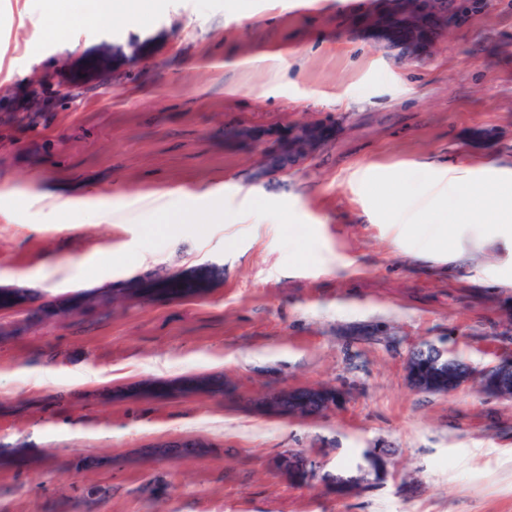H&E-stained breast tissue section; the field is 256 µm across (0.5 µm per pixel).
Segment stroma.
I'll return each instance as SVG.
<instances>
[{"label": "stroma", "instance_id": "stroma-1", "mask_svg": "<svg viewBox=\"0 0 512 512\" xmlns=\"http://www.w3.org/2000/svg\"><path fill=\"white\" fill-rule=\"evenodd\" d=\"M141 0L138 22L70 0L50 39L25 0H0V512H512V399L474 385L413 388L427 342L480 369L512 354V249L476 245L481 210L455 201L402 221L431 170L512 169V0H482L427 57L403 63L365 24L374 0ZM37 73L79 81L34 129L17 124ZM332 126L301 166L254 174L266 144L237 126ZM207 188L224 215L207 217ZM178 189L194 224L156 230L143 201ZM88 198L115 221L52 213ZM260 201L284 216L253 223ZM458 227L454 261L429 244ZM216 266L205 296L148 298L72 318L39 308L92 285L114 295ZM220 379L219 397L131 400L135 386ZM341 394L319 417L266 414L284 388ZM196 438L207 452L156 455ZM316 461L295 485L283 453ZM384 454L387 477L367 455ZM357 477L334 495L330 477ZM94 495H87V488ZM438 361L433 355L426 356L424 346L414 347L407 361V373L412 385L424 391L434 390L432 385L434 379L428 378L425 373Z\"/></svg>", "mask_w": 512, "mask_h": 512}]
</instances>
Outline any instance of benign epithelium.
<instances>
[{
	"instance_id": "benign-epithelium-1",
	"label": "benign epithelium",
	"mask_w": 512,
	"mask_h": 512,
	"mask_svg": "<svg viewBox=\"0 0 512 512\" xmlns=\"http://www.w3.org/2000/svg\"><path fill=\"white\" fill-rule=\"evenodd\" d=\"M374 12V31L379 33L388 48L398 51L400 58L408 61L420 60L433 50L437 43L448 36L460 19L464 0H378ZM46 84L43 76L35 75L29 83V111L45 109L42 87ZM75 83H57L52 88L57 104L68 103L75 98ZM320 126L303 122L294 125L285 146H271L265 155L264 164L277 171L286 172L304 163L320 143ZM436 364L434 356L426 355V348L412 349L407 361V373L413 386L420 390H433L432 379L426 372ZM448 390L476 383L480 389L493 396L512 398V355H500L485 368L474 371L470 366H460L451 371ZM301 393H316L323 398V405L312 410L295 399ZM341 396L334 390L321 387L287 388L269 397L265 404L277 410L288 403V414L305 416L319 415L340 401Z\"/></svg>"
}]
</instances>
